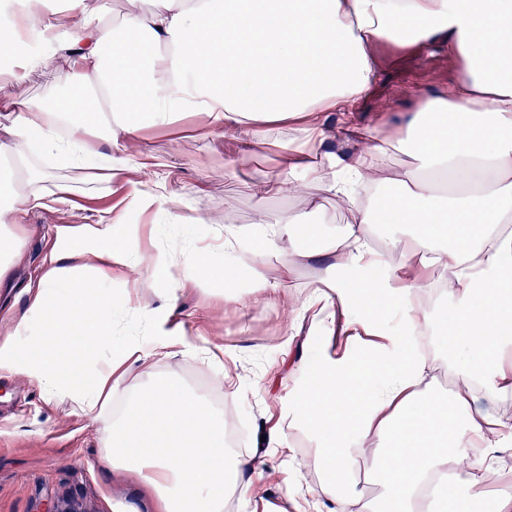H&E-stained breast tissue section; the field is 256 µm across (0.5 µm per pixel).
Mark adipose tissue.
<instances>
[{"instance_id": "obj_1", "label": "adipose tissue", "mask_w": 512, "mask_h": 512, "mask_svg": "<svg viewBox=\"0 0 512 512\" xmlns=\"http://www.w3.org/2000/svg\"><path fill=\"white\" fill-rule=\"evenodd\" d=\"M0 0L14 16L0 27V49L11 59L0 81L38 78L63 83L47 104L0 107V158L19 162L21 177H0V222L18 223L43 195L32 158L52 157L82 169L103 156L112 174L125 160L102 147H125L147 127L174 123L185 112L207 116L210 128L250 145L268 127L291 123L297 146L284 156L291 188L316 189L349 202L353 221L319 251L302 215H260L247 230H224V251L251 245L249 268L258 298L276 299L262 256L287 251V270L321 259L319 286L302 303L318 309L317 359L289 378L293 404L287 428L269 441L282 448L285 429H299L317 448L305 457L322 479L310 494L326 512H512V486L493 498L463 492L472 466L492 470L512 443V418L494 403L512 388V0H134L113 14L109 0ZM444 40L465 69L448 98L417 96L404 127H341L362 153L324 151L331 131L323 117L338 100L356 103L376 78L371 47ZM409 150L413 162L392 174L393 192H379L377 174L388 147ZM433 173L452 175L442 193ZM397 226L384 251L374 227ZM66 244L53 256L31 299L38 339L19 348L0 340V371L26 373L48 396L68 395L87 413L103 414L123 386L125 365L145 361L138 337L112 338L117 310L128 307L107 283L135 264L127 243L99 224H63ZM223 253L200 249L185 257L162 252L150 266L153 288L176 299L183 282L234 287L236 271ZM446 273L450 305L441 319L420 306L428 278L406 259ZM394 266L392 279L373 274ZM357 319L336 327L337 307ZM151 336L172 354L192 344L169 327L170 317L138 301ZM397 313L401 324L382 323ZM439 329L450 342L448 373L455 390H437L435 362L417 339ZM345 336L335 345L336 333ZM108 358L95 373L86 361ZM146 391L131 397L103 440L105 461L133 471L156 494L160 512H224V490L247 499L254 456L230 455L224 420L205 395L146 369ZM378 485L365 497L360 481Z\"/></svg>"}]
</instances>
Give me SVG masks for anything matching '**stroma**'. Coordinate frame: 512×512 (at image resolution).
Masks as SVG:
<instances>
[{
	"mask_svg": "<svg viewBox=\"0 0 512 512\" xmlns=\"http://www.w3.org/2000/svg\"><path fill=\"white\" fill-rule=\"evenodd\" d=\"M377 78L357 102L354 117L367 127L406 126L415 114V91L447 97L457 86L463 61L449 55L442 42L401 47L380 42L371 49ZM292 131L272 130L265 146L243 144L212 131L204 115L183 113L169 127L145 128L134 145L154 166L149 191L175 193L190 201L180 220L164 211L131 207L115 227L140 263L116 276L115 295L132 287L149 288L148 270L161 251L188 246L199 249L223 239L228 225L246 227L258 212L303 214L311 209L308 197L290 194L289 176L281 166V147ZM47 178L41 187L42 206L28 209L9 225L19 254L0 281V339L12 333L26 317L48 256L63 251L57 239L60 224H101L113 205L126 194L127 180L136 172L112 179L90 181L78 171L55 161H43ZM69 188L66 202L54 201L57 185ZM204 223H197V216ZM315 271L299 266L291 288L279 300H255L248 278L235 288V300L221 289L185 283L178 293L171 322L191 342L224 350V373L231 389L218 387L192 351L167 357L147 337L146 322L129 311L116 325L115 341L129 336L142 339L155 372L173 377L185 388L220 396L212 411L223 413L232 400L246 418V453L263 455L261 474L252 475L253 494L234 512H296L290 493L312 483L314 473L298 468L296 449L310 454L315 441L304 432H292L290 448H271L261 442L267 427L279 423L291 405L285 380V352L313 361L318 355V318L315 312L296 319L298 302L315 287ZM105 423L81 413L70 398H47L26 374L0 372V512H42L47 500L69 501L77 512H157L153 493L132 474L109 466L102 446Z\"/></svg>",
	"mask_w": 512,
	"mask_h": 512,
	"instance_id": "35a3bbf8",
	"label": "stroma"
}]
</instances>
